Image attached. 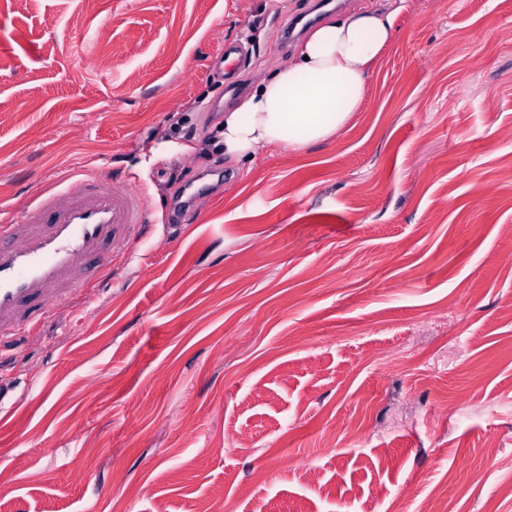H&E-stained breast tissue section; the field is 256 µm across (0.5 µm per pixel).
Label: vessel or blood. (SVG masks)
Instances as JSON below:
<instances>
[{
	"mask_svg": "<svg viewBox=\"0 0 512 512\" xmlns=\"http://www.w3.org/2000/svg\"><path fill=\"white\" fill-rule=\"evenodd\" d=\"M149 222L141 193L93 170L37 194L14 221L0 224V342L30 335L75 291L100 287L113 256Z\"/></svg>",
	"mask_w": 512,
	"mask_h": 512,
	"instance_id": "obj_1",
	"label": "vessel or blood"
}]
</instances>
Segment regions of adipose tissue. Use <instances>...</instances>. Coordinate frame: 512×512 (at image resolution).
<instances>
[{"label":"adipose tissue","instance_id":"1","mask_svg":"<svg viewBox=\"0 0 512 512\" xmlns=\"http://www.w3.org/2000/svg\"><path fill=\"white\" fill-rule=\"evenodd\" d=\"M405 2L383 0L378 9L334 16L311 28L287 65L225 111V156L297 151L343 129L360 106L370 68L389 44Z\"/></svg>","mask_w":512,"mask_h":512}]
</instances>
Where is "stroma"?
Instances as JSON below:
<instances>
[{"label":"stroma","instance_id":"35a3bbf8","mask_svg":"<svg viewBox=\"0 0 512 512\" xmlns=\"http://www.w3.org/2000/svg\"><path fill=\"white\" fill-rule=\"evenodd\" d=\"M307 6L0 0V217L96 167L152 222L0 344V512H512V0H407L344 129L225 157Z\"/></svg>","mask_w":512,"mask_h":512}]
</instances>
